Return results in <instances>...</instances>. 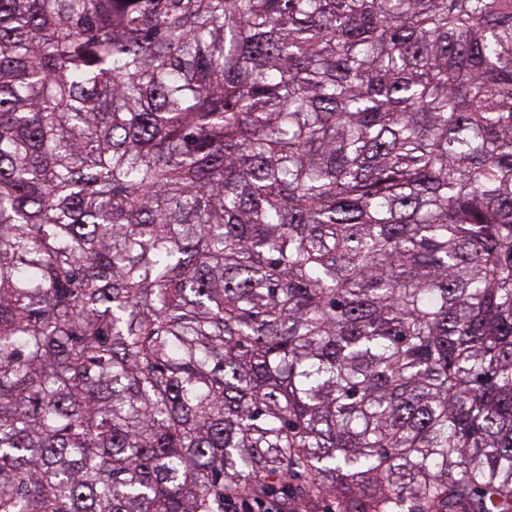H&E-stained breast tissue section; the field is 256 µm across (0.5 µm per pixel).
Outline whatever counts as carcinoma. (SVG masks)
Returning a JSON list of instances; mask_svg holds the SVG:
<instances>
[{
	"instance_id": "obj_1",
	"label": "carcinoma",
	"mask_w": 512,
	"mask_h": 512,
	"mask_svg": "<svg viewBox=\"0 0 512 512\" xmlns=\"http://www.w3.org/2000/svg\"><path fill=\"white\" fill-rule=\"evenodd\" d=\"M512 512V0H0V512ZM281 497L287 503L286 511L288 512H325V511H340V504L334 495H327L323 498L317 499L310 503L300 501L298 498L293 497L290 488L288 493L285 491H277L259 499H265L269 496ZM262 512H286L283 505L276 500L271 499L268 502L261 503Z\"/></svg>"
}]
</instances>
